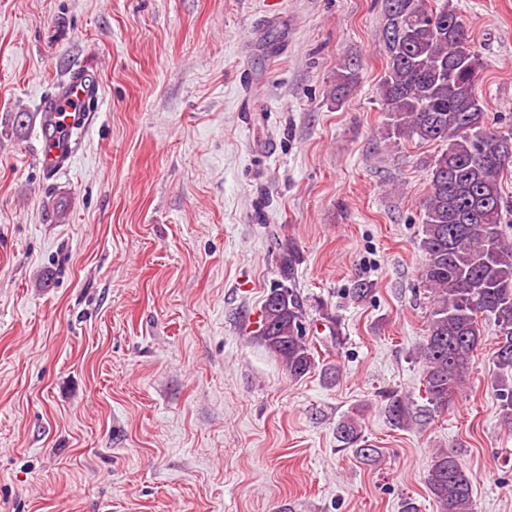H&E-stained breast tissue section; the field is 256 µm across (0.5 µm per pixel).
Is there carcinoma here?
<instances>
[{
  "mask_svg": "<svg viewBox=\"0 0 512 512\" xmlns=\"http://www.w3.org/2000/svg\"><path fill=\"white\" fill-rule=\"evenodd\" d=\"M382 38L386 70L379 96L386 114V139L417 144L439 142L431 159L429 192L423 204L419 248L424 255L421 283L431 294L426 336L417 359L424 368L422 398L415 408L405 394L390 392L382 411L397 428L448 408L466 385L483 328L494 326L492 390L501 422L512 430V239L503 216L512 198L502 189L512 166V130L489 122L485 100L476 94L484 64L471 46L469 30L449 2L433 8L429 0H385ZM357 74L345 64L336 74L333 96L341 101ZM298 246L281 244L278 278L261 307L255 339L288 373L300 380L319 367L306 334L307 311L297 289ZM343 447L375 462L380 452L366 444L357 416L336 430ZM473 474L451 452L438 450L426 484L437 512H475Z\"/></svg>",
  "mask_w": 512,
  "mask_h": 512,
  "instance_id": "1",
  "label": "carcinoma"
}]
</instances>
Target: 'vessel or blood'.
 I'll list each match as a JSON object with an SVG mask.
<instances>
[{"mask_svg": "<svg viewBox=\"0 0 512 512\" xmlns=\"http://www.w3.org/2000/svg\"><path fill=\"white\" fill-rule=\"evenodd\" d=\"M97 86L87 69H73L53 93L41 103L45 136L38 163L47 176L65 167L75 152L78 137L87 130V115L99 107Z\"/></svg>", "mask_w": 512, "mask_h": 512, "instance_id": "obj_1", "label": "vessel or blood"}]
</instances>
